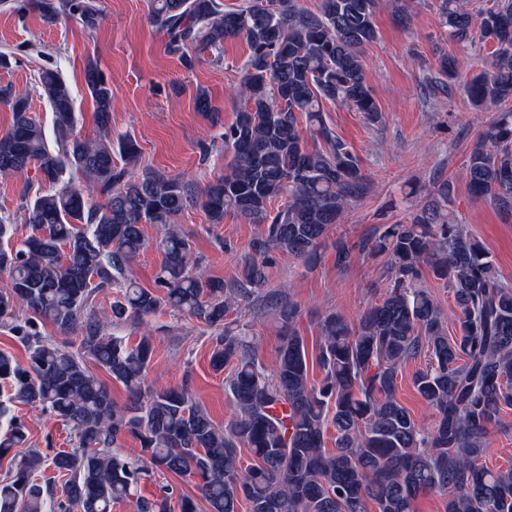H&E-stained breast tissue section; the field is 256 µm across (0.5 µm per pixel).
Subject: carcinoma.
I'll return each mask as SVG.
<instances>
[{"mask_svg":"<svg viewBox=\"0 0 512 512\" xmlns=\"http://www.w3.org/2000/svg\"><path fill=\"white\" fill-rule=\"evenodd\" d=\"M19 17L38 14L53 23L72 19L93 30L99 13L91 0H7ZM380 0H320L310 11L300 0H245L226 10L221 0H148V19L165 50L188 70L194 48L221 62L224 41L249 46L235 89L239 109L224 127L231 154L224 175L200 188L184 174L171 177L137 168L140 150L130 135L112 140V84L90 60L84 83L94 106L99 137L76 130V101L58 67H42L36 83L52 115L47 135L29 94L0 88L12 112L0 135V177L29 173L50 189L22 198L20 216L0 214V323L27 353L22 366L0 352V456L26 441L16 404L38 408L69 426L74 446L30 450L0 480V512H198L193 498L170 483L150 497L140 483L156 472L197 480L207 512H415L424 493L445 499V512H512V467L480 463L489 427L512 406V285L501 281L481 244L446 213L453 182L404 224L354 247L340 246L336 265L387 257L390 282L381 301L356 323L336 311L319 322L315 362L321 383L310 377L304 339L291 328L296 309L264 291L275 255L309 263L346 207L370 190L359 160L323 117L326 102L359 112L370 124L381 110L367 83L363 48L377 39ZM448 37L474 39L469 0H441ZM481 34L495 49L491 62L465 82L477 111L500 108L482 131L465 167L470 195L512 210V0L482 12ZM441 80L433 94L448 95L460 79L453 55L438 60ZM283 197L277 211L271 203ZM202 207L214 224L232 212L264 227L244 256L241 278L212 277L192 259L188 238L174 224L187 208ZM29 233L11 240L18 223ZM164 234L163 263L155 289L140 287L132 265L146 248L142 225ZM447 281L458 310L459 334L448 336V318L429 292L426 277ZM113 288L121 299L102 316L94 298ZM213 327L216 372L233 365L225 385L237 413L223 427L193 397L189 385L148 383L152 336L130 346L112 328H140L160 304ZM279 312L282 341L275 367L258 360L252 339L224 325L240 304ZM25 307L30 316L18 318ZM48 321L76 341L42 336ZM426 356L413 386L433 409V422L412 416L397 399L399 368ZM93 360L128 392L119 404L89 371ZM140 443L131 458L116 452L123 439ZM333 449L327 450L328 438ZM254 464L241 466L240 450ZM52 468L65 479L61 495L40 481Z\"/></svg>","mask_w":512,"mask_h":512,"instance_id":"cac0c4a2","label":"carcinoma"}]
</instances>
